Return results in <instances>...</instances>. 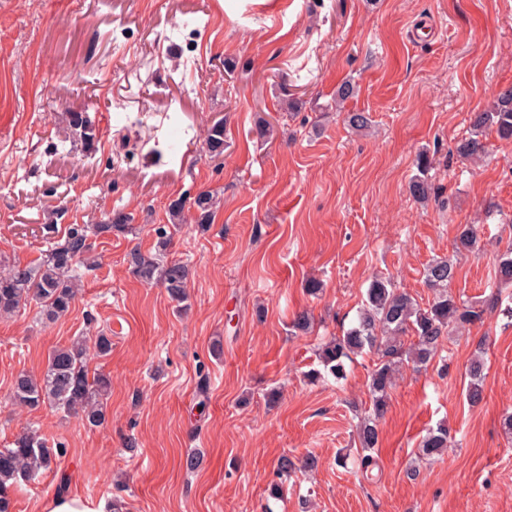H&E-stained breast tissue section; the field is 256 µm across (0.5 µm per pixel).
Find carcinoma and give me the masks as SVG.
<instances>
[{"instance_id": "carcinoma-1", "label": "carcinoma", "mask_w": 512, "mask_h": 512, "mask_svg": "<svg viewBox=\"0 0 512 512\" xmlns=\"http://www.w3.org/2000/svg\"><path fill=\"white\" fill-rule=\"evenodd\" d=\"M471 134L457 146L463 157L484 153L481 137L487 129L495 130L501 139H512V89L499 94L493 108L478 112L471 118ZM71 136L59 141L54 152L66 151V145L79 144L87 154L95 151V126L83 112L69 113ZM210 158L224 157L227 148L224 120L212 123L205 134ZM431 161L422 155L417 162L418 173L409 183L411 196L425 200L431 193L428 172ZM193 206L199 211L198 224H208L216 208V198L210 192L196 196ZM129 231V217L118 211L99 224H73L61 242H54L44 259L36 264L13 263L0 271V315L9 316L34 301L48 321L66 315L79 294L77 265L92 266L94 243L92 239L114 232ZM156 242L152 249L138 247L126 254L132 275L147 285L165 289L169 299L179 305L188 299V265L170 261L171 246L168 230H155ZM458 252L477 253L480 238L477 229L469 224L461 226L455 238ZM456 270L448 259L432 261L425 275V283L433 292L427 306H420L407 292L400 290L388 278L376 277L367 288L366 298L355 322L340 336L323 341L318 356L324 369L336 380L345 377L346 362L358 355L372 354L376 363L371 372V407L358 425V439L364 450L377 447V421L383 416L391 390L396 386V368L407 360L416 367H426L439 354L443 341L453 332L482 320L483 307L476 301L456 296L450 290ZM495 282L512 285V247L501 254L495 265ZM96 357L104 358L112 351V338L100 332L94 338ZM88 340L81 339L53 350L46 370L39 376L26 373L16 377L12 386V400L25 408L50 405L67 415L98 427L106 419L105 400L111 389L110 376L90 368L91 355ZM466 390L467 400L476 404L483 399L484 362L471 360ZM448 448V430L438 428L427 433L420 442V456L431 459ZM63 455L62 448H50L35 434L24 433L15 438L9 448H0V512H10L11 494L20 482L52 469Z\"/></svg>"}]
</instances>
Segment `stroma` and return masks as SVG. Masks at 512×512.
I'll use <instances>...</instances> for the list:
<instances>
[{"mask_svg": "<svg viewBox=\"0 0 512 512\" xmlns=\"http://www.w3.org/2000/svg\"><path fill=\"white\" fill-rule=\"evenodd\" d=\"M346 80L358 94L341 113ZM511 88L512 0H86L79 13L70 0H0V259L38 262L69 225L116 211L132 224L96 241L98 264L81 269L66 316L46 322L31 303L0 318V448L31 431L64 449L13 492L11 512L68 495L86 512L116 499L124 512H512V286H492L512 241V140L487 131L477 163L455 151L472 114ZM349 110L372 127L351 129ZM72 112L95 124L92 157L51 152ZM140 113L145 126L125 128ZM219 119L229 146L213 161L204 130ZM156 143L174 154L155 160ZM423 152L433 190L420 201L409 182ZM203 191L219 198L211 223L171 225L169 256L191 269L179 309L125 256L152 247L172 201ZM463 224L477 228L479 253L455 254ZM440 257L456 263L452 291L486 313L444 342L446 369L404 368L364 474L356 424L373 355L339 382L307 373L373 276L424 305V271ZM309 279L322 282L317 295ZM303 311L307 334L291 327ZM102 330L112 351L91 361L112 379L102 426L13 404L17 375L41 374L54 349ZM440 425L450 448L421 462ZM284 456L295 468L280 478ZM468 375L470 381L466 397L471 404H476L483 399L484 362L482 358L476 357L471 360Z\"/></svg>", "mask_w": 512, "mask_h": 512, "instance_id": "obj_1", "label": "stroma"}]
</instances>
